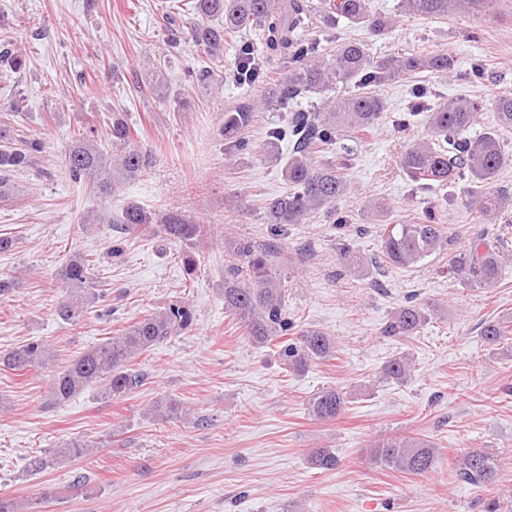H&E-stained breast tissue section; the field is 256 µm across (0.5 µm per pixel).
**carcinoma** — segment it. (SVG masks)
I'll list each match as a JSON object with an SVG mask.
<instances>
[{
    "mask_svg": "<svg viewBox=\"0 0 512 512\" xmlns=\"http://www.w3.org/2000/svg\"><path fill=\"white\" fill-rule=\"evenodd\" d=\"M497 0H401L404 10L426 19L442 18L474 10L491 15ZM195 21L190 39L208 59L224 56V41L242 32L253 31L257 41L234 45V77L241 84L255 82L264 63L278 60L288 66V76L270 89L262 105L286 106L288 129L274 128L264 148L267 160L283 165L288 191L265 202V220L270 224L267 241L256 244L249 239L224 235V253L234 264L224 267V310L243 327L250 342L259 347L274 346L290 370L303 373L313 364L333 358L336 349L331 338L316 328L296 329L286 305L283 268L290 262L280 242L282 228L302 224L322 214L334 224L348 219L337 214L336 203L349 190L346 163L340 159L318 161L319 151L336 144L337 136L347 134L363 138L374 133L385 112L386 102L376 88L417 72L448 74L454 60L446 52L430 55L401 54L377 59L362 41H344L327 58L317 54L310 38L315 29H332L340 21L360 26L373 34H383L389 21L370 12L368 0H192ZM328 94L323 106L311 112L298 105L309 94ZM479 101L457 97L432 105L421 87L412 90L411 112L403 116L407 124L416 112H428L430 139L409 145L401 155L406 175L425 188H451L468 181L467 202L479 218L496 221L512 207V194L495 187L498 173L509 163L500 143V132L512 130V92L499 94L492 101L496 125L479 135H471ZM254 104H245L235 112L224 113V151L241 152L247 144L242 131L250 124ZM290 136L293 147L288 156L277 142ZM138 131L126 112H107L99 125H91L74 134L72 144L63 153L61 167L69 178L101 197H110L121 187L135 183L148 165V156L135 145ZM9 130L0 126V201L14 197L13 173L36 165L45 144L31 138L23 147L9 145ZM97 220L116 226L123 234L133 233L150 224L164 238L180 244L179 263L183 274L193 278L200 266L206 228L178 211L152 212L129 202ZM438 222L435 208L428 206L413 224H391L381 237L380 253L398 268H411L426 258L448 251V268L454 278L469 287L492 288L502 276L509 260L503 250L504 235H476L461 248ZM341 264L349 272H358L369 264L359 251L345 247ZM96 257L82 253L71 255L58 271L67 287V296L58 303L57 314L64 321L80 318L102 294L92 288ZM434 309L412 300L396 310L381 327L380 334L403 342L423 329ZM195 315L186 304L171 302L157 312L129 324L121 333L87 349L54 376L50 400L62 405L89 387L102 395L122 399L138 390L144 375L132 368L133 360L154 349L168 337L193 327ZM483 339L495 346L512 341V318L491 320L481 331ZM50 346L31 340L0 355V366L15 372L43 368L52 360ZM412 361L402 355L388 360L382 368L384 379L403 382L411 376ZM347 408V392L325 388L308 400V411L320 421L335 420ZM93 443H68L51 455L61 462L85 457ZM373 461L384 468L412 475H424L439 463V448L429 440L414 437H387L373 444ZM309 464L321 470H335L341 458L330 448H316ZM456 476L471 485H486L496 476L492 456L473 449L458 462Z\"/></svg>",
    "mask_w": 512,
    "mask_h": 512,
    "instance_id": "cac0c4a2",
    "label": "carcinoma"
}]
</instances>
